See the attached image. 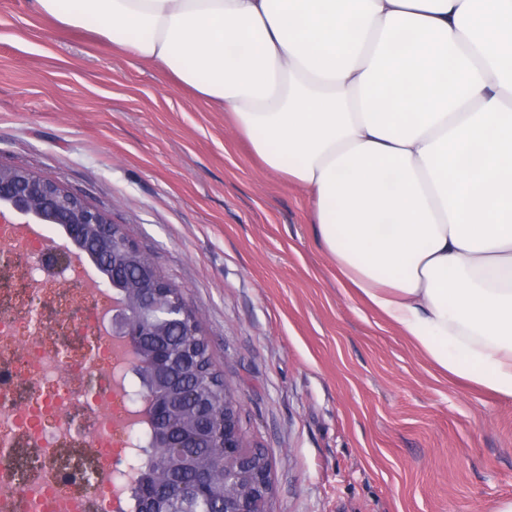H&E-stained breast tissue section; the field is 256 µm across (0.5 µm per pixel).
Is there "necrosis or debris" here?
<instances>
[{"label":"necrosis or debris","instance_id":"1","mask_svg":"<svg viewBox=\"0 0 512 512\" xmlns=\"http://www.w3.org/2000/svg\"><path fill=\"white\" fill-rule=\"evenodd\" d=\"M50 234L0 224V512H113L130 431L122 358L88 269H41Z\"/></svg>","mask_w":512,"mask_h":512}]
</instances>
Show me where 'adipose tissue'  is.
Wrapping results in <instances>:
<instances>
[{"mask_svg": "<svg viewBox=\"0 0 512 512\" xmlns=\"http://www.w3.org/2000/svg\"><path fill=\"white\" fill-rule=\"evenodd\" d=\"M233 115L339 274L512 399V0H33Z\"/></svg>", "mask_w": 512, "mask_h": 512, "instance_id": "adipose-tissue-1", "label": "adipose tissue"}]
</instances>
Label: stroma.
Segmentation results:
<instances>
[{
	"label": "stroma",
	"mask_w": 512,
	"mask_h": 512,
	"mask_svg": "<svg viewBox=\"0 0 512 512\" xmlns=\"http://www.w3.org/2000/svg\"><path fill=\"white\" fill-rule=\"evenodd\" d=\"M0 166L62 184L150 253L199 317L272 463L268 512H494L512 399L442 375L348 288L314 202L224 111L112 46L0 0Z\"/></svg>",
	"instance_id": "obj_1"
}]
</instances>
